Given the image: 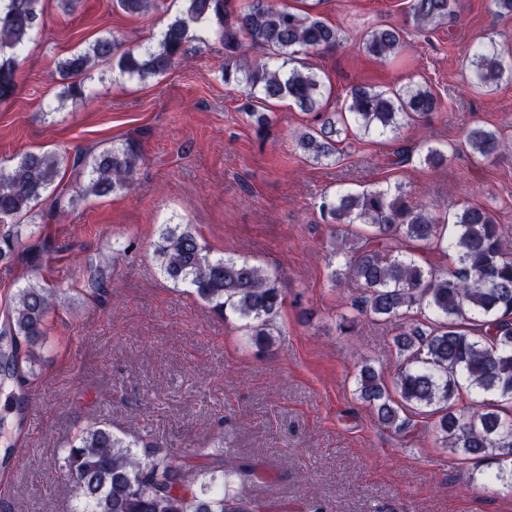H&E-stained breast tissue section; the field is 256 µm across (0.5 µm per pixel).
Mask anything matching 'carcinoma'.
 <instances>
[{"label": "carcinoma", "mask_w": 512, "mask_h": 512, "mask_svg": "<svg viewBox=\"0 0 512 512\" xmlns=\"http://www.w3.org/2000/svg\"><path fill=\"white\" fill-rule=\"evenodd\" d=\"M183 9L161 33L156 49L141 52L112 37L62 60L66 92L84 95L76 78L99 60H116L121 74L146 79L167 73L198 40L191 24L216 22L212 36L224 46V83L243 88L245 112L257 131L269 128V104L288 100L312 123L295 138L306 159L336 160L341 135L397 133L403 124L424 122L438 110L437 97L426 87L376 90L350 88L340 109H328L331 88L312 68L295 66L298 55L334 50L342 30L310 10L276 7L269 0H182ZM130 16L158 9L159 0H113ZM456 0H410L409 14L419 27L434 28L456 15ZM42 0H0V103L8 101L22 69L16 49L44 27ZM202 43L206 39L198 40ZM266 56L252 55L256 49ZM364 52L387 60L406 48L401 30L376 28L362 42ZM476 84L486 87L512 77L497 44L476 46L472 55ZM507 146L504 134L482 125L471 128L463 147L483 158ZM419 151L420 161L438 167L448 155L437 146L401 145L390 166H400ZM142 159L138 144L128 140L98 154L70 158L54 151L28 152L0 168V223L18 224L48 189L56 203L105 197L130 188ZM320 211L337 226L336 256L343 263L332 273L334 285L355 283L361 293L353 310L377 322L400 323L392 345L400 368L387 386L370 365L362 366L358 392L378 421L401 434L415 424L413 409L432 408L434 427L444 445L476 457H512V234L497 223L488 207L464 205L444 220L413 204L402 187L344 191L326 197ZM163 275L193 289L210 312L240 322L251 340L264 345L285 303L276 275L260 265L214 256L191 224H165L153 243ZM453 257L454 268H436L433 258ZM105 275L89 270L83 294L97 302ZM56 295L46 279L15 293L0 332L11 337L9 352L0 353V379L7 383L34 372L36 349L47 343L48 317ZM496 397L480 412L458 409L462 392ZM63 466L75 479V512H259L255 502L227 489L226 478L244 482L259 476V466L242 462L224 468V454L179 456L148 438L131 441L96 422L78 430L71 447L62 450Z\"/></svg>", "instance_id": "cac0c4a2"}]
</instances>
